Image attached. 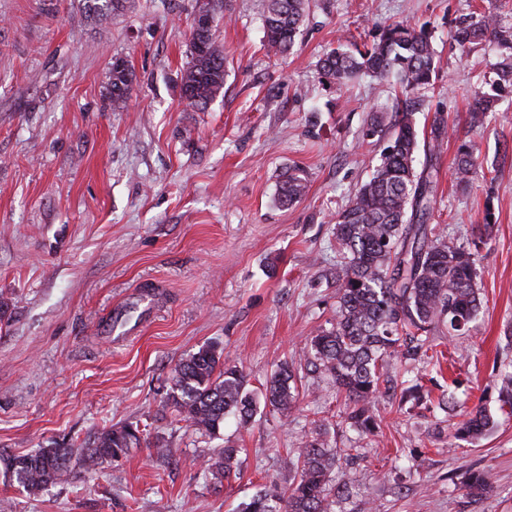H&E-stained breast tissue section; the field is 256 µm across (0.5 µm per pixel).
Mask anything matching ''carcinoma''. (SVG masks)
Returning <instances> with one entry per match:
<instances>
[{
    "label": "carcinoma",
    "instance_id": "cac0c4a2",
    "mask_svg": "<svg viewBox=\"0 0 512 512\" xmlns=\"http://www.w3.org/2000/svg\"><path fill=\"white\" fill-rule=\"evenodd\" d=\"M264 37L268 53L284 57L293 49L307 16L308 0H266ZM97 15H116L129 0H86ZM451 40L468 55L478 45L492 43L502 49L494 66L492 92L475 95L469 112L470 125L482 127L499 111L497 91L512 89V26L506 27L491 12L463 19ZM436 52L424 26L396 21L377 26L371 43L337 48L318 61L320 78L343 84L356 76L399 80L403 93L415 95L436 77ZM224 50L215 30L191 28L190 59L181 77V96L199 111L207 108L224 88ZM133 72L120 58L112 62L109 93L112 105L126 102ZM410 107L370 119L367 134L387 137L380 163L369 180L355 191L349 205L338 215L335 238L340 252L336 262V315L330 326L318 328L309 339L306 366L336 383L347 398L346 420L350 426L371 434L377 426L376 402L389 383L383 366L397 355L404 337L416 344L411 350H431L429 334L439 323L464 333L476 320L481 300L477 292L476 254L451 240L431 237L426 224L430 212L434 161L447 133L445 116L435 112L430 132L420 136ZM424 152L421 171L417 154ZM477 166L474 147L467 141L457 148L456 173L468 178ZM306 175L300 168L288 170L278 201L288 206L306 192ZM301 369L280 363L266 387L255 393L243 370L224 359V349L202 346L180 360L172 371L166 397L169 406L188 426L215 438L224 430V418L232 414L242 425L263 404L286 420L296 408ZM493 420L485 408L467 413L455 437L477 438ZM143 431L132 425L103 428L80 444L56 445L26 453L0 451V475L29 493L64 482L79 461L93 470L106 461H117L140 446ZM241 449L224 444L212 451L200 475L219 480L238 469ZM338 450L323 437L312 436L296 453L285 457V466L296 472L288 491L274 485L241 504L240 512H332L336 498L348 493L346 485L332 483ZM468 494L481 496L489 489L486 474H469Z\"/></svg>",
    "mask_w": 512,
    "mask_h": 512
}]
</instances>
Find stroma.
<instances>
[{"mask_svg": "<svg viewBox=\"0 0 512 512\" xmlns=\"http://www.w3.org/2000/svg\"><path fill=\"white\" fill-rule=\"evenodd\" d=\"M265 3L224 0V94L198 111L179 90L198 0H133L99 21L85 0H0V450L77 444L116 424L144 426L149 439L35 496L0 477L6 512H238L264 486L287 490L284 457L318 433L354 454L333 472L353 487L335 512H512V415L498 402L512 366V101L470 130L473 93L487 90L500 51L482 44L465 57L449 40L471 13L511 24L512 0H309L279 61L263 46ZM394 20L433 32L437 79L414 119L426 129L442 112L454 134L429 224L480 239L482 309L466 333L435 328L442 365L389 359L392 378L419 379L427 401L384 393L374 437L345 423L344 394L312 372L289 421L262 408L245 426L227 416L221 438L201 436L165 405L176 363L218 345L257 391L281 361L305 362L308 337L335 317L333 227L384 146L365 134L369 115L392 112L401 88L368 76L339 87L317 62ZM117 58L135 75L119 107L107 91ZM467 136L480 164L461 181L454 159ZM292 167L308 188L284 207ZM450 396L451 414L439 407ZM477 405L493 426L449 441ZM227 440L242 450L239 475L203 481L197 460ZM474 471L491 484L476 500Z\"/></svg>", "mask_w": 512, "mask_h": 512, "instance_id": "35a3bbf8", "label": "stroma"}]
</instances>
